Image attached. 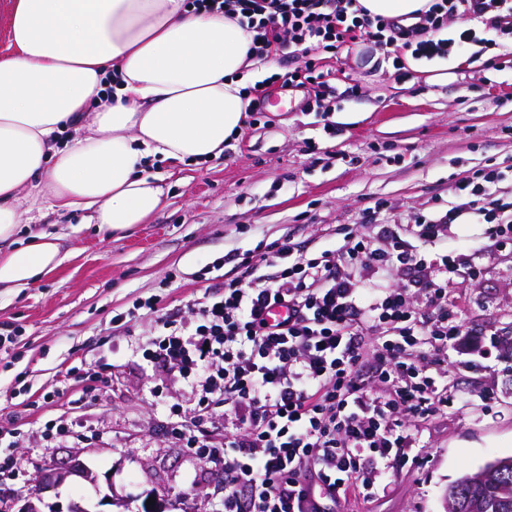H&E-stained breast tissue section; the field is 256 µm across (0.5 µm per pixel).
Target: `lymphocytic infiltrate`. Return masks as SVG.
Returning a JSON list of instances; mask_svg holds the SVG:
<instances>
[{"mask_svg": "<svg viewBox=\"0 0 512 512\" xmlns=\"http://www.w3.org/2000/svg\"><path fill=\"white\" fill-rule=\"evenodd\" d=\"M219 9L252 34L259 57L293 49L300 63L247 87L258 111L270 83L334 98L336 88L318 60L367 40L387 56L432 59L478 43V29L512 36V0H433L415 26L365 14L358 0H187ZM473 27L450 37L436 31L455 16ZM489 170L481 182L458 183L488 238L512 239V202L495 198ZM453 221L418 216L406 233L380 225L383 247L373 249L345 232L338 249L295 256L290 243L271 246L258 260L242 259L240 276L220 292H204L189 319L154 298L144 302L159 328L143 359L152 371H178L200 383L195 415L171 432L195 455L224 468L222 512H332L339 501H370L388 464L404 460L411 433L404 421L433 415L448 403L440 381L448 348L467 332L448 283L461 265L440 245ZM377 275L401 271L399 287L365 285L353 266ZM276 268L267 279L263 268ZM425 296L421 309L415 294ZM387 396L370 395L372 383ZM230 408L235 433L213 441L206 422Z\"/></svg>", "mask_w": 512, "mask_h": 512, "instance_id": "1", "label": "lymphocytic infiltrate"}]
</instances>
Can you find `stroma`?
<instances>
[{"label": "stroma", "instance_id": "obj_1", "mask_svg": "<svg viewBox=\"0 0 512 512\" xmlns=\"http://www.w3.org/2000/svg\"><path fill=\"white\" fill-rule=\"evenodd\" d=\"M493 56L471 45L418 60L400 79L378 45L344 46L331 61L335 109L308 110L306 91L270 86L268 107L218 158L154 163L165 201L132 233L95 234L78 212L37 216L71 256L30 288L0 296V324L14 333L0 352V427L17 431L13 448L0 447V459H12L0 470V512H18L45 467L76 459L97 482L76 478L45 492L51 512L74 500L89 512H145L150 499L161 512H218L223 470L168 432L175 416H192L200 388L147 369L142 354L156 323L124 313L157 295L187 315L204 291L239 274L243 257L274 242L313 257L340 246L336 228L347 225L377 248L374 225L451 209L444 245L477 254L481 274L454 278L448 291L478 346L449 349V407L410 422L418 462L391 464L385 490L340 512H444L454 480L511 456L512 243H489L456 189L494 167L503 174L494 192L512 198V54L487 68Z\"/></svg>", "mask_w": 512, "mask_h": 512}]
</instances>
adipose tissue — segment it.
I'll use <instances>...</instances> for the list:
<instances>
[{
	"mask_svg": "<svg viewBox=\"0 0 512 512\" xmlns=\"http://www.w3.org/2000/svg\"><path fill=\"white\" fill-rule=\"evenodd\" d=\"M0 289L66 259L36 210L85 211L100 234L161 208L154 160L202 163L240 133L252 35L185 0H0Z\"/></svg>",
	"mask_w": 512,
	"mask_h": 512,
	"instance_id": "ef3b65f1",
	"label": "adipose tissue"
}]
</instances>
